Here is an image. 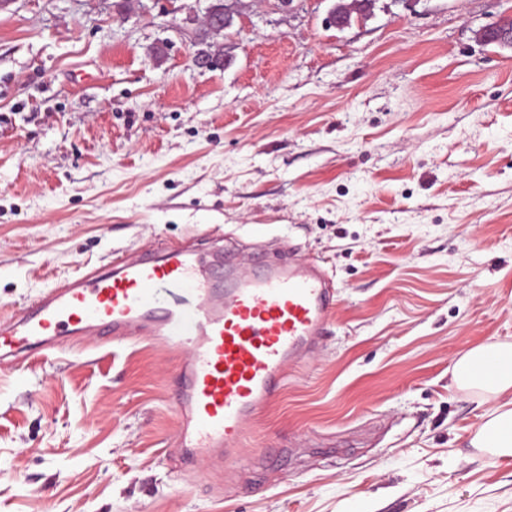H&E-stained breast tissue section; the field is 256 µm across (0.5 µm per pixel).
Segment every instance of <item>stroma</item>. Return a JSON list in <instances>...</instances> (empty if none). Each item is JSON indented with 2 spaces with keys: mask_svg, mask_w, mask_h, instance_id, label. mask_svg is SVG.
Listing matches in <instances>:
<instances>
[{
  "mask_svg": "<svg viewBox=\"0 0 512 512\" xmlns=\"http://www.w3.org/2000/svg\"><path fill=\"white\" fill-rule=\"evenodd\" d=\"M9 0L0 9V319L211 226L323 261L322 348L230 492L180 478L170 353L71 337L0 369V512H512L470 447L465 349L512 343V0ZM224 65H195L198 51ZM210 5L206 8L205 21L216 29H226L231 26L235 15V3L240 0H209Z\"/></svg>",
  "mask_w": 512,
  "mask_h": 512,
  "instance_id": "35a3bbf8",
  "label": "stroma"
}]
</instances>
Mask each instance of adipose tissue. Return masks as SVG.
Instances as JSON below:
<instances>
[{"label": "adipose tissue", "instance_id": "obj_1", "mask_svg": "<svg viewBox=\"0 0 512 512\" xmlns=\"http://www.w3.org/2000/svg\"><path fill=\"white\" fill-rule=\"evenodd\" d=\"M512 363V343L491 341L468 349L460 355L452 370L457 390L476 394L495 402L490 413L471 441L492 456L512 457V370L485 376L483 367L488 357Z\"/></svg>", "mask_w": 512, "mask_h": 512}]
</instances>
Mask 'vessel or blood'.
Wrapping results in <instances>:
<instances>
[{
    "mask_svg": "<svg viewBox=\"0 0 512 512\" xmlns=\"http://www.w3.org/2000/svg\"><path fill=\"white\" fill-rule=\"evenodd\" d=\"M253 267L217 281L196 244H164L45 289L0 321V360L40 355L73 336L146 338L182 354L176 369L177 472L243 462L248 427L281 395L288 369L313 353L337 305L319 260Z\"/></svg>",
    "mask_w": 512,
    "mask_h": 512,
    "instance_id": "vessel-or-blood-1",
    "label": "vessel or blood"
}]
</instances>
